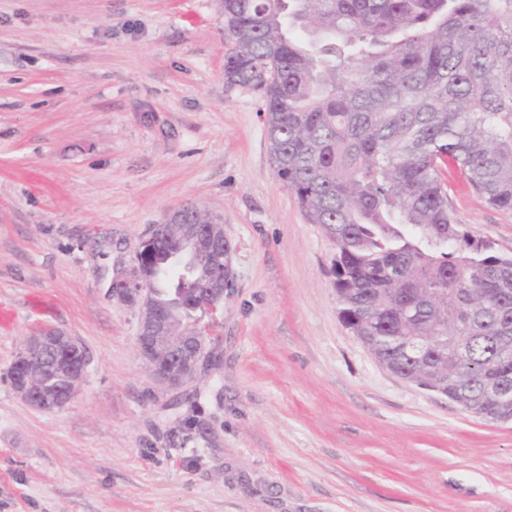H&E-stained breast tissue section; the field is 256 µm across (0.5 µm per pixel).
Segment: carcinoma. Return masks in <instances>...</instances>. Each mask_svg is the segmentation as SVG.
Returning a JSON list of instances; mask_svg holds the SVG:
<instances>
[{
  "label": "carcinoma",
  "mask_w": 512,
  "mask_h": 512,
  "mask_svg": "<svg viewBox=\"0 0 512 512\" xmlns=\"http://www.w3.org/2000/svg\"><path fill=\"white\" fill-rule=\"evenodd\" d=\"M224 81L262 99L277 175L334 246L339 316L370 354L475 411L512 314V253L463 230L442 165L512 211V0H221ZM141 268L160 307L166 233ZM456 289L459 305L448 303ZM423 337L427 356L402 349ZM469 337L464 357L456 337ZM510 315L501 312L499 314V325L495 328V336H491L495 344L496 354L502 359H508L512 354V326Z\"/></svg>",
  "instance_id": "cac0c4a2"
}]
</instances>
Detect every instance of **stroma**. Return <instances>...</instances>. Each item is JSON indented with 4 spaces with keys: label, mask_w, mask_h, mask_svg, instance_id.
Segmentation results:
<instances>
[{
    "label": "stroma",
    "mask_w": 512,
    "mask_h": 512,
    "mask_svg": "<svg viewBox=\"0 0 512 512\" xmlns=\"http://www.w3.org/2000/svg\"><path fill=\"white\" fill-rule=\"evenodd\" d=\"M224 52L219 0H0V512H512V421L392 375L343 325L332 245ZM445 179L458 223L512 251V213ZM186 206L223 224L234 280L198 316L208 376L171 390L109 288ZM43 326L89 359L61 409L9 379ZM190 416L207 438L172 445Z\"/></svg>",
    "instance_id": "obj_1"
}]
</instances>
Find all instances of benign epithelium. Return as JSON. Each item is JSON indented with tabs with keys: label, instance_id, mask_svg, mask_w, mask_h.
Here are the masks:
<instances>
[{
	"label": "benign epithelium",
	"instance_id": "1",
	"mask_svg": "<svg viewBox=\"0 0 512 512\" xmlns=\"http://www.w3.org/2000/svg\"><path fill=\"white\" fill-rule=\"evenodd\" d=\"M167 222L179 224L177 248H191L198 258L193 269L206 288L199 294V305L214 311L224 301V291L232 286L233 273L224 270V257L231 244L220 224H181L175 214ZM112 296L137 308L139 330L138 352L146 360L154 380L171 389H179L208 372L215 352L205 345L197 326L160 309L150 291L143 286L134 270L116 274L110 288ZM496 354L502 359L512 357V316L499 314V325L492 337ZM68 341L64 333L47 329L27 337L17 360L24 367L21 377L12 382L16 394L26 403L46 410L60 409L75 399L80 378L86 372L88 358L76 365L47 366L49 349ZM48 372L57 381L52 390L38 391L31 383L30 373ZM512 404V384L505 379H492L484 385V408L478 416L497 421L495 411Z\"/></svg>",
	"mask_w": 512,
	"mask_h": 512
}]
</instances>
